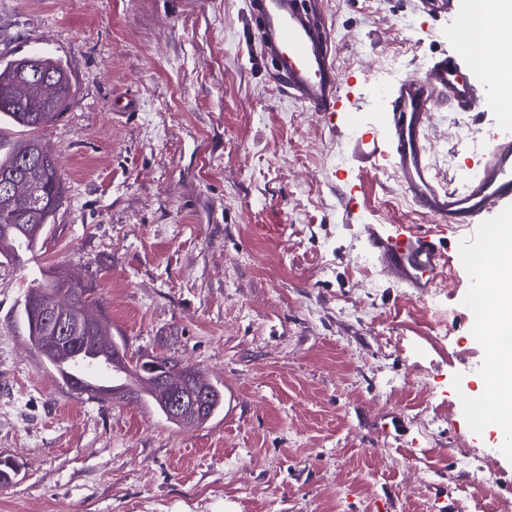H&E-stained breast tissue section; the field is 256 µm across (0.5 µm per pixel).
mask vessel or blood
<instances>
[{"label": "vessel or blood", "mask_w": 512, "mask_h": 512, "mask_svg": "<svg viewBox=\"0 0 512 512\" xmlns=\"http://www.w3.org/2000/svg\"><path fill=\"white\" fill-rule=\"evenodd\" d=\"M422 7L447 18L460 32L456 50L431 60L422 76L405 77L389 102L387 136L393 146L400 184L417 208L439 224L476 226L492 234V213L512 210V130L497 135L477 172L462 187L443 188L429 163L426 136L440 104L455 111H473L484 95L475 80L474 45L488 39L456 0H420ZM254 18L253 42L268 64V80L307 111H335L339 100L331 27L319 0H249ZM368 243L384 270L404 287L425 292L448 260L447 248L431 233L407 227L389 232L370 227Z\"/></svg>", "instance_id": "1"}]
</instances>
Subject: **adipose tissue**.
Wrapping results in <instances>:
<instances>
[{"mask_svg":"<svg viewBox=\"0 0 512 512\" xmlns=\"http://www.w3.org/2000/svg\"><path fill=\"white\" fill-rule=\"evenodd\" d=\"M467 14L491 31L490 39L478 42L479 56L493 59L485 76L505 112H512V0H468ZM480 289L490 303L481 316L480 333L492 366L483 385V423H512V352L501 346L512 335V225H502L488 239L484 250L473 257Z\"/></svg>","mask_w":512,"mask_h":512,"instance_id":"obj_1","label":"adipose tissue"}]
</instances>
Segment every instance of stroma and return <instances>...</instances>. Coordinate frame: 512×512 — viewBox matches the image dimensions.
<instances>
[{"mask_svg": "<svg viewBox=\"0 0 512 512\" xmlns=\"http://www.w3.org/2000/svg\"><path fill=\"white\" fill-rule=\"evenodd\" d=\"M340 103L284 99L251 48L248 0H0V58L61 59L74 93L47 137L66 188L24 264H0V512H473L464 459L512 502V454L476 421L485 347L463 308L478 228L439 225L400 185L390 97L458 41L415 0H321ZM507 120L495 94L441 106V186L463 185ZM450 248L448 341L381 266L367 229ZM62 270L97 288L130 352L198 368L242 415L175 427L134 390L57 382L20 314ZM425 378L433 425L418 415Z\"/></svg>", "mask_w": 512, "mask_h": 512, "instance_id": "1", "label": "stroma"}]
</instances>
